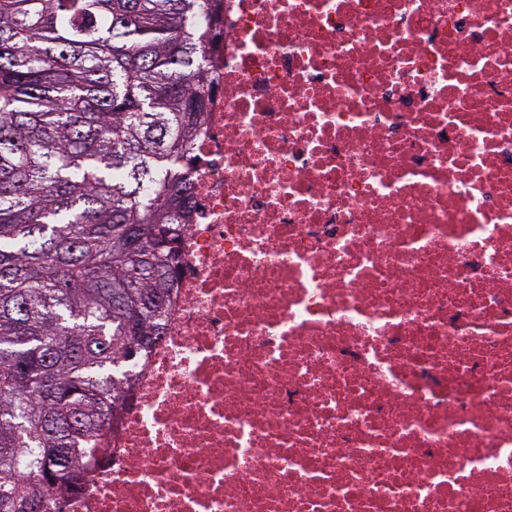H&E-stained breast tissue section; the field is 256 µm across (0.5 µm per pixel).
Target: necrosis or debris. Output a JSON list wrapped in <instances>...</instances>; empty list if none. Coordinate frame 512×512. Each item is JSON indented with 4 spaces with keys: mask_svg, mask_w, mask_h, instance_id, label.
<instances>
[{
    "mask_svg": "<svg viewBox=\"0 0 512 512\" xmlns=\"http://www.w3.org/2000/svg\"><path fill=\"white\" fill-rule=\"evenodd\" d=\"M161 340L64 512H512V0H210Z\"/></svg>",
    "mask_w": 512,
    "mask_h": 512,
    "instance_id": "1",
    "label": "necrosis or debris"
}]
</instances>
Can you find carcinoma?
<instances>
[{
  "label": "carcinoma",
  "instance_id": "1",
  "mask_svg": "<svg viewBox=\"0 0 512 512\" xmlns=\"http://www.w3.org/2000/svg\"><path fill=\"white\" fill-rule=\"evenodd\" d=\"M208 0H0V512L104 452L163 335Z\"/></svg>",
  "mask_w": 512,
  "mask_h": 512
}]
</instances>
